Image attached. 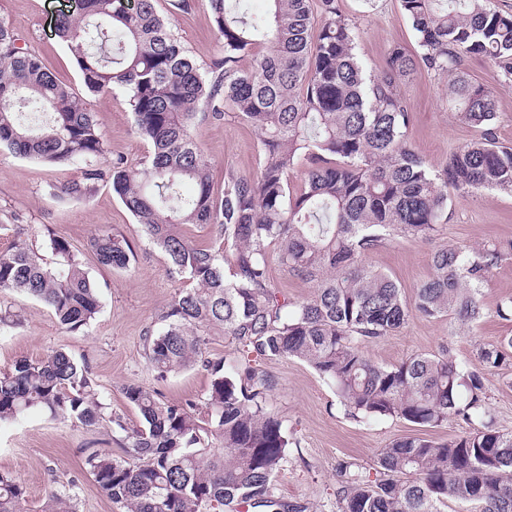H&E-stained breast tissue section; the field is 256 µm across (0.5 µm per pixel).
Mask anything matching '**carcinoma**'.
I'll return each instance as SVG.
<instances>
[{
    "instance_id": "cac0c4a2",
    "label": "carcinoma",
    "mask_w": 512,
    "mask_h": 512,
    "mask_svg": "<svg viewBox=\"0 0 512 512\" xmlns=\"http://www.w3.org/2000/svg\"><path fill=\"white\" fill-rule=\"evenodd\" d=\"M154 2L82 0L81 11L55 27L87 93L126 92L134 131L152 146L143 161L106 162L93 113L3 21L0 146L51 165L80 164V176L51 183L46 193L83 199L109 185L169 268L196 284L176 293L163 327L147 329L144 345L161 379L193 365L206 371L205 401L171 403L130 382L123 396L140 417L130 428L122 415H105L88 367L56 349L0 372V421L40 410L85 427L106 420L125 433L132 460L108 450L84 459L122 512H307L275 496L290 437L270 406L275 379L251 365L296 358L335 386L356 420L396 417L434 428L461 417L472 425L443 441L423 434L394 440L377 457L387 476L377 483L341 469L340 512H440L450 499L473 512H512V431L496 426L484 378L512 365V336L478 347L470 366L449 354L379 366L364 351L413 314L474 323L486 276L512 255V240L443 246L411 305L396 280L364 262L394 236L437 237L450 191L512 193V147L498 142L496 96L464 67L479 56L512 83V13L496 10L494 0H400L420 53L396 46L386 67L368 75L338 0H266L267 14L251 19L231 0H208L224 48L208 65L181 47ZM245 55L247 70L238 68ZM419 65L448 75L459 119L479 131L438 168L405 137L411 112L398 84ZM230 113L260 131V171H228L217 190L192 129ZM298 167L304 177L294 187ZM184 224L211 227L215 239L194 244L181 233ZM91 247L105 267L136 261L129 241L108 230ZM47 249L51 261L24 240L1 251L0 291L45 304L59 325L77 331L100 310L98 288L66 240L50 234ZM272 251L285 272L315 288L291 310L270 278ZM203 327L223 329L242 362L203 357ZM26 503L22 483L1 473L0 512H27ZM41 512H76L74 494L50 491Z\"/></svg>"
}]
</instances>
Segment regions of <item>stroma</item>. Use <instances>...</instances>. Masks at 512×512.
<instances>
[{
	"label": "stroma",
	"instance_id": "obj_1",
	"mask_svg": "<svg viewBox=\"0 0 512 512\" xmlns=\"http://www.w3.org/2000/svg\"><path fill=\"white\" fill-rule=\"evenodd\" d=\"M81 0H0V21L17 34L21 46L34 49L46 66L76 93H83L82 76L65 44L55 35L61 14H77ZM343 16L355 26L356 50L367 73L378 74L389 52L402 47L419 51L410 21L399 0H339ZM161 15L169 18L184 49L200 63L220 57L223 44L213 28L207 0H196L191 13L177 12L172 0H157ZM465 68L472 80L494 91L498 98L497 136L512 146V85L480 57L468 58ZM400 94L407 101L411 121L406 138L427 163L438 166L448 155L475 138L474 128L462 123L448 99V79L418 67L402 77ZM103 135L108 158L138 163L150 150L133 132V118L123 90L87 99ZM193 137L207 162L215 186H222L226 171L256 175L259 169V131L240 119L204 122ZM78 166H51L0 149V252L16 239L44 247V228L69 241L81 256L100 289L101 311L83 330L62 329L51 310L41 302L0 292V307L21 315L20 325L0 330V372L14 361L41 358L62 349L87 362L98 385L101 401L125 417L129 426L139 423L122 389L130 382L155 390L162 399L203 402L208 377L189 368L160 379L150 370L143 336L160 324V316L175 294L189 282L173 273L145 238L139 224L113 195L99 185L89 198L60 201L49 197V183L77 178ZM108 230L132 244L137 260L130 268L115 270L98 265L90 246L92 235ZM512 239V194L491 189L450 193L448 218L432 242L398 237L367 255L375 269L390 275L406 298H413L430 272L437 245L472 249L489 240ZM512 297V256L494 268L480 288L482 317L457 328L443 317H411L393 335L368 343L367 357L376 365L391 366L412 354H438L449 350L457 362L473 360L476 345L494 344L512 336V320L500 319L498 303ZM277 389L270 404L283 421L292 444L287 461L275 479L277 496L285 502L307 504L309 512H338L336 473L341 465L370 480H381L377 465L381 448L400 437L416 433V426L399 418L358 421L346 415L330 383L306 363L294 358L262 362ZM485 385L499 428L512 430V368L487 372ZM127 441L111 424L86 428L45 414L30 413L0 423V473L10 475L27 491L28 512H39L48 490L74 485L76 512H121L98 488L83 468V458L94 449L123 455Z\"/></svg>",
	"mask_w": 512,
	"mask_h": 512
}]
</instances>
